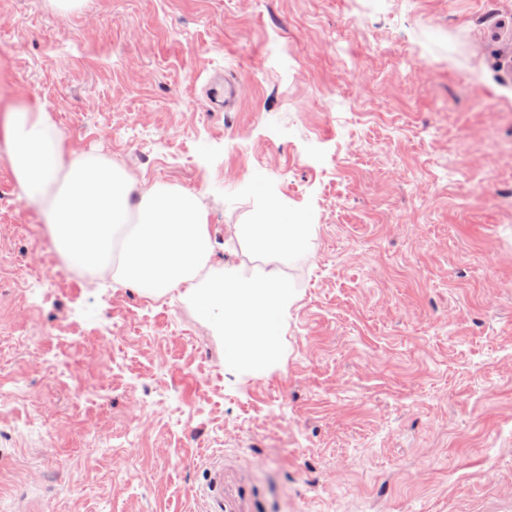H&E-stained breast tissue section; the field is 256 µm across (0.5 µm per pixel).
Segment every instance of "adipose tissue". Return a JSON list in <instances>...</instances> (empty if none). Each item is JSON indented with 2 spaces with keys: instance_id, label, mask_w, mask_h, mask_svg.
I'll return each instance as SVG.
<instances>
[{
  "instance_id": "ef3b65f1",
  "label": "adipose tissue",
  "mask_w": 512,
  "mask_h": 512,
  "mask_svg": "<svg viewBox=\"0 0 512 512\" xmlns=\"http://www.w3.org/2000/svg\"><path fill=\"white\" fill-rule=\"evenodd\" d=\"M0 137L23 196L41 208L67 266L111 274L151 298L182 290L241 362L278 354L274 323L293 299L290 284L274 270L249 274L212 264V235L196 194L163 184L140 188L104 156H71L43 109H14ZM238 234L259 256L281 258L314 236L310 225L285 223L275 204L258 223L239 225Z\"/></svg>"
}]
</instances>
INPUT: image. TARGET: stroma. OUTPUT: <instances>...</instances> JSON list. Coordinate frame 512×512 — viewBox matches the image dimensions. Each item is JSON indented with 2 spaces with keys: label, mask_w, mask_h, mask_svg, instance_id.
Listing matches in <instances>:
<instances>
[{
  "label": "stroma",
  "mask_w": 512,
  "mask_h": 512,
  "mask_svg": "<svg viewBox=\"0 0 512 512\" xmlns=\"http://www.w3.org/2000/svg\"><path fill=\"white\" fill-rule=\"evenodd\" d=\"M217 72L240 86L207 107ZM195 193L214 258L270 205L280 351L69 268L0 140V512H512V0H0V117ZM237 89L230 82L224 83V88L216 84L210 88L208 102L212 111L228 112L237 105ZM284 223L280 207L273 204L260 215L257 224L239 225L238 234L260 257L288 258L309 245L314 233L309 224ZM206 487V495L211 500L215 510L222 512L224 509V465L215 467Z\"/></svg>",
  "instance_id": "obj_1"
}]
</instances>
